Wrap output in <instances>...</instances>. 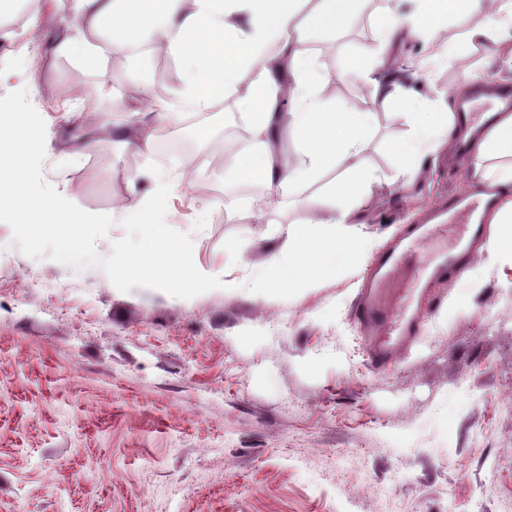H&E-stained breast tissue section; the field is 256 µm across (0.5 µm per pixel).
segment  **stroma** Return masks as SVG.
Listing matches in <instances>:
<instances>
[{"instance_id":"stroma-1","label":"stroma","mask_w":512,"mask_h":512,"mask_svg":"<svg viewBox=\"0 0 512 512\" xmlns=\"http://www.w3.org/2000/svg\"><path fill=\"white\" fill-rule=\"evenodd\" d=\"M35 8L21 0L0 18V97L27 88L51 123L45 180L82 210L111 214L113 200L137 201L130 179L152 163L121 144L131 121L122 100L141 78L74 57L32 71L27 55L46 50L23 42ZM75 72L82 112L112 123L111 139L78 161L71 146L87 131L61 110ZM405 111L399 101L378 111L363 153L386 185L363 201L360 230L382 247L472 181L462 155L443 149L412 186L396 184ZM241 122L228 98L201 132L167 135L200 163L190 176L170 163L185 193L172 238L238 277L285 227L316 217L302 195L257 221L217 205L235 171L206 151ZM197 208L207 222L192 233ZM371 262L318 288L187 302L148 282L113 287L98 266L30 258L0 222V512H502L512 500L502 405L512 397V266L488 269L473 292L462 279L440 286L420 340L374 372L350 316Z\"/></svg>"}]
</instances>
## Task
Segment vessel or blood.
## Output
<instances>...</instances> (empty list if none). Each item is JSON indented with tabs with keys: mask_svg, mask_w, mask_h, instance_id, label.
<instances>
[{
	"mask_svg": "<svg viewBox=\"0 0 512 512\" xmlns=\"http://www.w3.org/2000/svg\"><path fill=\"white\" fill-rule=\"evenodd\" d=\"M472 100L456 113L461 125L487 123L512 109V86H477ZM494 203L492 191L480 186L449 197L374 258L351 307L372 370L387 369L418 342L427 315L441 306L433 287L457 280L473 263L487 240L484 215Z\"/></svg>",
	"mask_w": 512,
	"mask_h": 512,
	"instance_id": "vessel-or-blood-1",
	"label": "vessel or blood"
}]
</instances>
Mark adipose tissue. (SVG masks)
Here are the masks:
<instances>
[{"label": "adipose tissue", "mask_w": 512, "mask_h": 512, "mask_svg": "<svg viewBox=\"0 0 512 512\" xmlns=\"http://www.w3.org/2000/svg\"><path fill=\"white\" fill-rule=\"evenodd\" d=\"M25 33L37 40L43 27L58 31L48 53L32 56L29 66L42 68L53 58L79 55L99 61L104 53L123 55L127 64L140 65L139 46L159 41L181 68L178 98L192 111H212L227 97H235L248 121L254 146L242 160L243 173L260 176L275 196H295L316 184L323 174L338 169L326 185L320 206L327 218L309 225L287 226L277 249L247 277L232 278L224 271L198 265L179 251L166 229L167 210L180 187L164 167L148 175L149 190L135 209L113 212L116 224L132 225L137 243L120 240L112 247L116 284L147 279L181 289L186 299L206 291L236 295L256 294L279 286L315 288L325 276H340L350 257L368 251L372 243L354 230L360 221L362 199L378 184L377 175L362 158L374 114L353 104L325 99L324 76L310 42L338 29L360 0H38ZM415 9L399 14L386 8V18L375 31V42L348 63V74L369 82L373 102L383 107L412 95V82H430L435 62L462 64V46L476 40L489 44L484 80L492 70H512V0H415ZM481 15L482 26L440 39L451 17ZM422 41L429 59L416 70L392 64L391 44L402 34ZM275 52H268V45ZM465 73L456 86L434 91L419 111L409 113L410 130L398 153L404 162V185L419 176L425 158L445 141H454L449 105L474 81ZM137 122L124 138L127 147L152 155L157 126L178 129L181 113L171 106L136 101ZM289 134L293 152L280 154L275 138ZM468 164L475 180L501 186L502 195L489 216L494 225L480 252L485 264L512 260V113L473 143Z\"/></svg>", "instance_id": "ef3b65f1"}]
</instances>
